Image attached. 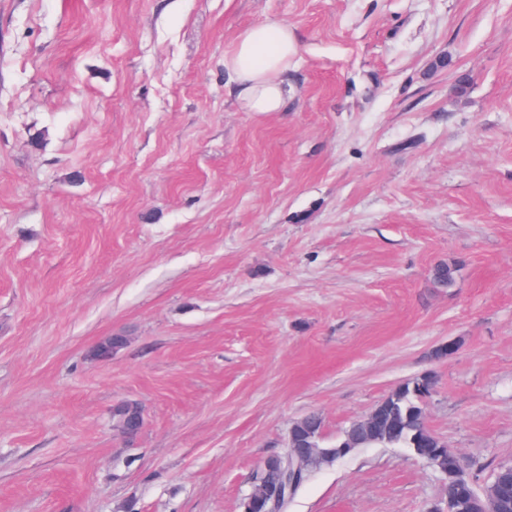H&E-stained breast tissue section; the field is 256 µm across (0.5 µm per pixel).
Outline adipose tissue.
<instances>
[{
	"label": "adipose tissue",
	"mask_w": 512,
	"mask_h": 512,
	"mask_svg": "<svg viewBox=\"0 0 512 512\" xmlns=\"http://www.w3.org/2000/svg\"><path fill=\"white\" fill-rule=\"evenodd\" d=\"M296 54L297 42L288 25L264 22L242 29L224 55L231 95L248 112L284 111Z\"/></svg>",
	"instance_id": "adipose-tissue-1"
}]
</instances>
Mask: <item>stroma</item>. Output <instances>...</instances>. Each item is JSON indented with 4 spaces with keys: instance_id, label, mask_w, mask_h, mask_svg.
I'll list each match as a JSON object with an SVG mask.
<instances>
[{
    "instance_id": "35a3bbf8",
    "label": "stroma",
    "mask_w": 512,
    "mask_h": 512,
    "mask_svg": "<svg viewBox=\"0 0 512 512\" xmlns=\"http://www.w3.org/2000/svg\"><path fill=\"white\" fill-rule=\"evenodd\" d=\"M265 21L296 34L292 94L244 112L224 55ZM426 373L428 426L487 482L512 463V0H0V512H240L295 421L329 446ZM441 488L363 448L288 512Z\"/></svg>"
}]
</instances>
